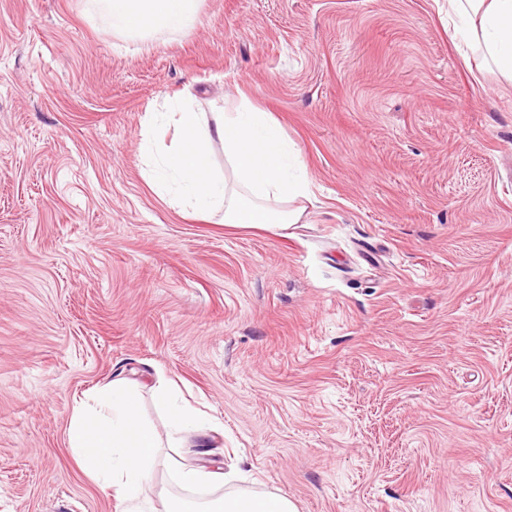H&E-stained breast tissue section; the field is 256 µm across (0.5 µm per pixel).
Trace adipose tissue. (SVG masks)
Here are the masks:
<instances>
[{
    "label": "adipose tissue",
    "instance_id": "1",
    "mask_svg": "<svg viewBox=\"0 0 512 512\" xmlns=\"http://www.w3.org/2000/svg\"><path fill=\"white\" fill-rule=\"evenodd\" d=\"M109 18L113 33L146 38L160 32L182 33L193 27L199 0H95ZM455 32L481 51L500 75L512 82V0H448ZM171 143L148 140L152 164L149 180L162 193L205 215L221 214L227 224L288 228L300 223L297 199L309 194V177L298 153L266 112L242 107L205 118L173 101ZM224 148L225 175L211 161L214 144ZM154 403L166 421L167 436L148 426L138 393L124 379L85 393L74 407L67 442L79 467L103 490L114 492L123 512H149L158 464L185 486L206 483V466H188L179 458L160 460L168 442L205 445L216 423L188 401L178 399L171 385L158 380ZM172 512H297L287 497H253L245 493L193 504L176 503Z\"/></svg>",
    "mask_w": 512,
    "mask_h": 512
}]
</instances>
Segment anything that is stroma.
I'll use <instances>...</instances> for the list:
<instances>
[{
  "label": "stroma",
  "mask_w": 512,
  "mask_h": 512,
  "mask_svg": "<svg viewBox=\"0 0 512 512\" xmlns=\"http://www.w3.org/2000/svg\"><path fill=\"white\" fill-rule=\"evenodd\" d=\"M439 0H201L121 40L88 0H0V512H121L74 406L176 382L224 484L155 472V512L245 490L297 512H512V89ZM271 113L302 223L182 211L147 121Z\"/></svg>",
  "instance_id": "35a3bbf8"
}]
</instances>
